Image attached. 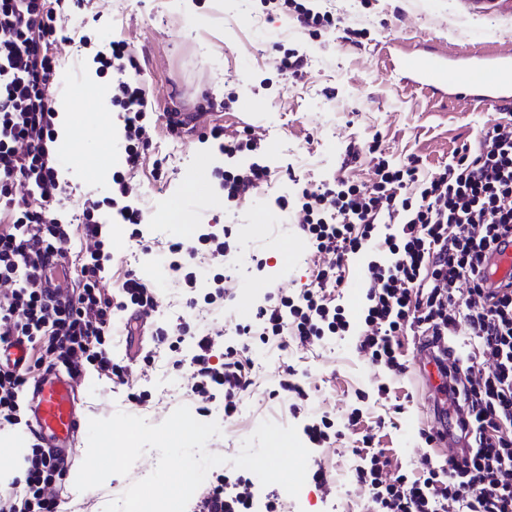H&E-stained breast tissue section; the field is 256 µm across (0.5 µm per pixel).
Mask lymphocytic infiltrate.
<instances>
[{
  "label": "lymphocytic infiltrate",
  "instance_id": "obj_1",
  "mask_svg": "<svg viewBox=\"0 0 512 512\" xmlns=\"http://www.w3.org/2000/svg\"><path fill=\"white\" fill-rule=\"evenodd\" d=\"M55 16L46 0H0V344L26 345L22 370L0 368V426L21 424L25 385L43 368H63L79 379L94 368L126 385L128 367L114 361L115 336H132V326L116 328V312L146 314L157 306L151 288L126 272L114 301L101 286L110 252L105 251L101 206L122 224L142 222L129 204L123 174L112 176V195L85 199L82 211L62 221L58 205L68 192L61 180L54 143L57 111L46 88L55 74L50 50L58 40ZM100 71L116 70L112 103L121 110L126 141L124 165L135 169L149 144L144 123L147 89L133 51L111 41L95 57ZM227 157L248 153L247 166L224 171V198L234 202L265 183L270 173L266 147L251 136L225 141L224 128L211 126ZM376 178L360 186L344 178L301 191L305 214L300 232L309 250L326 256L314 280L298 296H277L259 306L238 335L285 348L289 340L311 345L327 336H345L351 313L334 303L328 290L342 280L348 255L366 244L385 263H369L360 352L392 371H403L399 349L405 336H422L432 349L443 383L441 392L459 401L456 424L472 431L475 443L464 461L424 458L417 473L390 475V460L365 434L356 449L352 475L368 491L370 512H512V283L491 288L484 274L488 254L512 236V113L498 117L479 147L455 149L437 177L422 178L416 159L400 164L378 160ZM29 196H16L15 183ZM396 220V233L378 236L381 217ZM85 243L79 255L78 291L50 287L44 275L48 255L63 251L72 237ZM466 329L469 354L447 363L446 342ZM191 391L198 403L222 399L225 419L238 412L255 384L236 346L215 353L214 338L201 330L191 338ZM21 494L0 495V512H58L62 480L70 461L32 444ZM233 472L193 503V512H279L275 492L257 506L254 491Z\"/></svg>",
  "mask_w": 512,
  "mask_h": 512
}]
</instances>
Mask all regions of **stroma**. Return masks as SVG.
Segmentation results:
<instances>
[{"mask_svg": "<svg viewBox=\"0 0 512 512\" xmlns=\"http://www.w3.org/2000/svg\"><path fill=\"white\" fill-rule=\"evenodd\" d=\"M318 6L342 21V30L306 27L295 15L273 11L264 0H85L81 7L57 11L56 28L65 35L57 44L56 75L47 92L65 103L78 136L59 151V171L69 193L59 204L65 215L79 214L85 193L110 196L112 175L125 171L126 141L116 107L102 106L86 95L98 84L112 96L113 72L98 73L94 57L110 41L132 48L149 90L147 122L151 143L140 165L125 171L131 202L144 212L140 236L131 226L109 224L104 234L112 245V274L106 291H114L125 272L143 276L156 293L158 306L149 323L176 330L217 331V347L235 342L242 310H256L270 296L303 288L315 278L319 261L311 253L292 256L303 219L298 185L326 183L342 177L355 184L371 183L377 157L399 163L419 162L423 175H437L462 144L478 145L494 114L464 104L422 95L394 80L379 46L403 42L413 51L436 47L451 52L480 35L492 37L499 48L512 47V6L505 0H300ZM362 31L360 43L348 40L346 29ZM305 55L301 76L277 69L284 52ZM179 108L193 113L191 127L169 134L166 113ZM221 125L226 138L243 131L264 140L270 176L233 205H225L217 184L201 189L200 171L244 164L245 156L228 159L199 135ZM376 152H369V143ZM162 167H155V160ZM288 201L279 210L277 198ZM226 235L230 253L223 263L191 261L197 276L194 293L171 277L166 243L180 240L204 252L200 229ZM222 277L230 297L223 308L205 304L215 277ZM356 333L313 346L290 343L287 351L251 344L241 359L256 375L237 416L225 420L220 404H212L199 421L219 422L221 436L207 449L236 457L243 441L260 422L281 426L295 422L290 402L271 397L282 358H289L308 390L313 407L332 412L342 436L321 449L317 462L329 486L305 483L298 497H284L286 512H367L368 497L351 478L354 448L365 433H373L385 448L390 472H412L422 455L440 460L449 447H427L421 429L435 426L431 390L416 338L402 340L403 372L370 363L358 348ZM151 352L152 363L131 364L132 378L147 394L143 405L130 403L125 386L87 369L77 385L82 419L108 418L119 411L149 423L163 422L181 405H192L188 374L192 345L178 351L157 343L154 336L135 337L126 344L117 337L114 357L125 358L128 348ZM390 389L386 402L376 400L378 385ZM362 409L360 425L347 427L352 409ZM158 451H147L128 476H111L98 488L78 491L66 481L59 512H104L135 481L155 467Z\"/></svg>", "mask_w": 512, "mask_h": 512, "instance_id": "35a3bbf8", "label": "stroma"}]
</instances>
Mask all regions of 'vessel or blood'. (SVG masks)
I'll return each mask as SVG.
<instances>
[{"mask_svg":"<svg viewBox=\"0 0 512 512\" xmlns=\"http://www.w3.org/2000/svg\"><path fill=\"white\" fill-rule=\"evenodd\" d=\"M390 71L402 83L423 93L475 104L485 112H512V53L475 45L456 56L433 51L413 53L392 43ZM489 281L512 280V243L491 253L487 262ZM30 426L44 447L64 453L80 431L77 385L58 370L37 382L27 400Z\"/></svg>","mask_w":512,"mask_h":512,"instance_id":"obj_1","label":"vessel or blood"}]
</instances>
